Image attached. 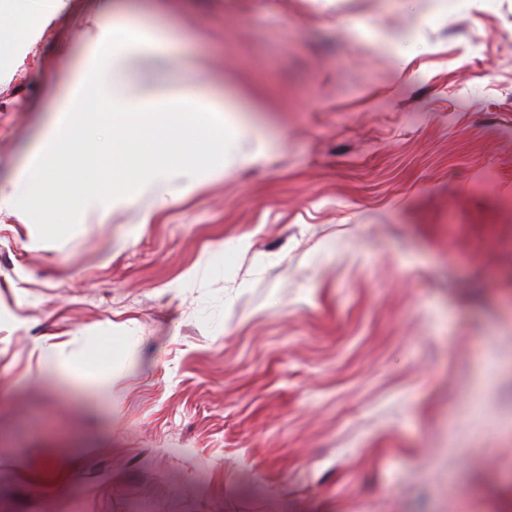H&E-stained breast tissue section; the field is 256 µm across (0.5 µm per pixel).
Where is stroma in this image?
Here are the masks:
<instances>
[{
    "label": "stroma",
    "mask_w": 512,
    "mask_h": 512,
    "mask_svg": "<svg viewBox=\"0 0 512 512\" xmlns=\"http://www.w3.org/2000/svg\"><path fill=\"white\" fill-rule=\"evenodd\" d=\"M0 52V186L87 14ZM223 96L189 191L0 213V512H512V0H137Z\"/></svg>",
    "instance_id": "1"
}]
</instances>
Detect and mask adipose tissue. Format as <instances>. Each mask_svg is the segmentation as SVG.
I'll list each match as a JSON object with an SVG mask.
<instances>
[{
	"label": "adipose tissue",
	"instance_id": "1",
	"mask_svg": "<svg viewBox=\"0 0 512 512\" xmlns=\"http://www.w3.org/2000/svg\"><path fill=\"white\" fill-rule=\"evenodd\" d=\"M97 16L98 31L66 84L53 128L11 186L0 187V213L41 201L65 216L94 218L130 202L146 185L162 193L174 183L189 190L211 166L214 146L224 143L222 100L188 91L152 110L138 91L132 59L159 45V31L105 10ZM84 140L94 146L81 153L78 185L58 194L68 176L64 161Z\"/></svg>",
	"mask_w": 512,
	"mask_h": 512
}]
</instances>
